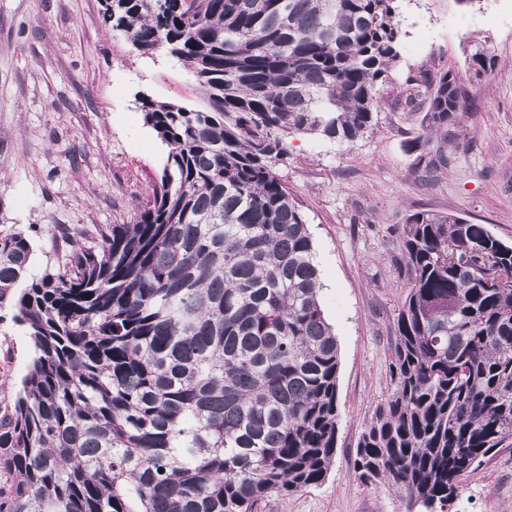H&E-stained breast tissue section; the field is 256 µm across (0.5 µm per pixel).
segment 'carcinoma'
Listing matches in <instances>:
<instances>
[{"label":"carcinoma","mask_w":512,"mask_h":512,"mask_svg":"<svg viewBox=\"0 0 512 512\" xmlns=\"http://www.w3.org/2000/svg\"><path fill=\"white\" fill-rule=\"evenodd\" d=\"M396 0H102L144 53L165 43L206 110L149 97L167 148L132 224L29 277L33 245L0 231V310L32 357L0 403V512H256L319 484L336 450L339 348L319 301L305 215L276 162L288 139L350 144L399 61ZM495 57L481 50L479 79ZM429 185L461 140L469 96L451 69L414 80ZM406 294L391 392L355 475L448 512L461 479L512 446V244L419 210L401 233Z\"/></svg>","instance_id":"1"}]
</instances>
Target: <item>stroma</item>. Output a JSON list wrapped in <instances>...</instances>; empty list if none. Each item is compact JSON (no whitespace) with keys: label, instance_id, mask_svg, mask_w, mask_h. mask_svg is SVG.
Wrapping results in <instances>:
<instances>
[{"label":"stroma","instance_id":"35a3bbf8","mask_svg":"<svg viewBox=\"0 0 512 512\" xmlns=\"http://www.w3.org/2000/svg\"><path fill=\"white\" fill-rule=\"evenodd\" d=\"M400 59L374 125L338 146L290 140L276 163L313 236L324 315L339 347V423L325 479L262 501L259 512H425L386 482L362 483L356 445L390 392L394 322L404 297L399 232L420 209L452 211L512 242V0H397ZM496 58L468 77L477 49ZM454 69L473 110L441 183L415 179L427 121L407 107V81ZM195 110L206 101L170 55L141 54L101 20V0H0V230L33 243L30 273L58 271L95 224H128L158 183L167 150L142 97ZM32 356L23 327L0 319V398L14 397ZM449 512H512V447L463 476Z\"/></svg>","mask_w":512,"mask_h":512}]
</instances>
